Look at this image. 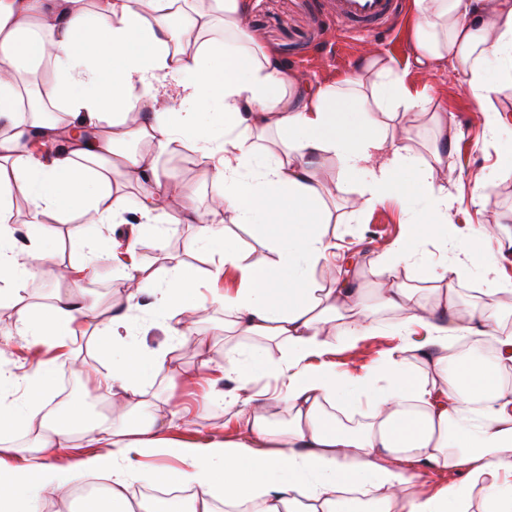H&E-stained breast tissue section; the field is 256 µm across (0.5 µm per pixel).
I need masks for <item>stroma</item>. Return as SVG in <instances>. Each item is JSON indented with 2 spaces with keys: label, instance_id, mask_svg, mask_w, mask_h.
<instances>
[{
  "label": "stroma",
  "instance_id": "1",
  "mask_svg": "<svg viewBox=\"0 0 512 512\" xmlns=\"http://www.w3.org/2000/svg\"><path fill=\"white\" fill-rule=\"evenodd\" d=\"M250 6V34L254 41L276 47L289 73L309 83L339 80L369 50L392 57L404 72L406 81L424 91L435 111L448 121L451 153L448 163L437 165L436 173L440 183L458 198L461 218L471 229L490 225L499 239L512 238V175L495 172L501 144L512 141V119L503 123L496 133H489L478 100L461 82L450 61H433L423 68L416 65L413 7H405L394 26L355 38L349 35L343 22L332 16V0H250ZM388 131L423 161L432 162L436 128L430 118L413 112L402 113L390 122ZM163 172L168 180L180 186L179 203L184 209L204 211L211 206L213 161L204 153H197L192 160L171 154L163 160ZM478 175L485 178L484 197L475 203L471 200L472 183ZM353 197L349 189L336 195L331 222L325 227L327 237L336 243L335 255L329 266L315 270L314 278L323 287L328 286L334 276L356 279L364 290V303L369 306L378 283L367 270L403 235L405 213L391 198L358 213L351 205ZM99 233V226L84 223L78 216L69 223L51 225L57 262L67 265L81 261L79 240ZM192 239V225L172 224L161 240L143 245L139 255L144 264L154 270L178 260L208 269L206 256L191 249ZM153 302L152 296H143L132 311L131 332L136 344L147 351L167 352L176 370L199 369V357L168 336L153 312ZM377 316L382 330L355 347L333 354L338 372L350 377L360 376L396 345L397 339L389 326L397 321V314L381 310ZM202 391V386L194 383L171 388L158 381L149 393L161 399L160 412L164 415L180 406H191L192 424L173 429V436L193 441L216 430L225 438H235L238 428L234 412L225 411L220 404H204Z\"/></svg>",
  "mask_w": 512,
  "mask_h": 512
}]
</instances>
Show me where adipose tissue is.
Masks as SVG:
<instances>
[{"instance_id":"1","label":"adipose tissue","mask_w":512,"mask_h":512,"mask_svg":"<svg viewBox=\"0 0 512 512\" xmlns=\"http://www.w3.org/2000/svg\"><path fill=\"white\" fill-rule=\"evenodd\" d=\"M178 0H96L91 15L74 10L75 0H0V310H11L17 334L54 350L38 360L25 379L22 398L11 397L13 375L0 373V512L62 510L74 501L79 477L106 475L103 497L83 512H136L128 493L134 483L187 486L189 504L168 501L152 512H470L474 494L482 512H512V327L478 310L461 312L454 283L474 272L496 275L504 256L488 232L460 241L452 263L420 265L422 280L445 285L443 300L423 307L418 289L398 282L399 264H413L419 244L447 245L456 237V198L439 183L434 165L446 161L448 123L436 119L434 164L424 163L386 123L398 112L431 110V100L408 84L393 58L370 54L343 78L300 90L271 47L248 35V0H210L190 27L174 24ZM415 44L420 58L450 61L481 102L489 129L502 122L491 101L494 83L512 82V0H414ZM221 20L224 38L190 44L189 28ZM51 61L55 91L68 112L93 120L66 151L40 160L25 142L45 128L37 113L21 108L20 78L26 61ZM172 79L176 100L150 94L152 83ZM221 113V125L201 120ZM276 130V149L259 140ZM141 140L148 149L125 153L120 144ZM185 142L216 158L218 196L204 213L173 214L159 158ZM336 156L342 181L353 184L363 210L389 197L407 207V238L379 255L370 274L383 287L381 307L403 312L392 325L402 336L413 328L425 335L393 347L362 376L338 373L326 356L337 347L379 330L351 289L318 287L313 273L335 248L322 230L330 223L329 189L319 176L324 155ZM138 188L135 203L112 190L113 175ZM29 199L28 247L17 244L12 185ZM135 208L126 249L112 258L129 285V299L153 289L155 312L171 336L207 357L209 340L194 318L204 308L200 270L176 263L157 274L137 256L139 245L158 241L166 225L195 227L193 248L211 256V277L225 264H239L243 286L225 299V331L249 340L226 350L222 372L235 376V392L209 391L225 409L243 407L244 434L235 441L206 438L184 443L169 435L172 423L156 415L146 387L187 381L171 369L163 352L145 353L129 339L124 312L96 316L73 291L102 259V243L82 242L84 258L59 274L50 304L27 299L31 278L55 262L47 225L72 215L109 225ZM246 225L266 241L275 258L245 265L227 239L231 226ZM226 240L212 257L215 239ZM96 324L107 359L94 388L100 398L142 412L139 424L104 415L89 418L81 402L58 410L50 405L54 380L63 370H81L69 343ZM493 335L496 355L486 359L480 338ZM283 347L269 358L268 344ZM260 377L275 379L274 391L250 390ZM288 417L279 420L277 405ZM34 432L18 446L13 435ZM72 448L95 454L67 470L50 457ZM178 465L164 473L150 457ZM448 468L460 479L430 492L417 483L420 467Z\"/></svg>"}]
</instances>
